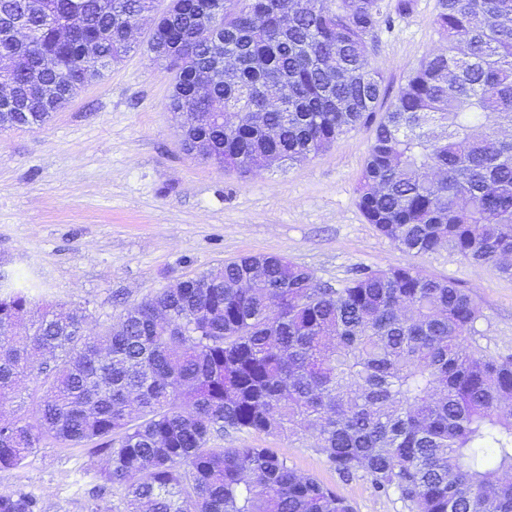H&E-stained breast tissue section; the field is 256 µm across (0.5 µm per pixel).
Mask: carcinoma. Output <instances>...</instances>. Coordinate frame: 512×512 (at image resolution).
I'll use <instances>...</instances> for the list:
<instances>
[{
	"label": "carcinoma",
	"mask_w": 512,
	"mask_h": 512,
	"mask_svg": "<svg viewBox=\"0 0 512 512\" xmlns=\"http://www.w3.org/2000/svg\"><path fill=\"white\" fill-rule=\"evenodd\" d=\"M182 0L148 51L170 74L166 108L187 154L240 173L302 162L371 131L358 186L367 223L395 247H448L512 278V0H440L444 46L383 113L371 67L383 0ZM155 0H0V57L15 97L0 131L37 129L132 50L127 24ZM265 16L256 28L251 16ZM33 35L19 41L12 19ZM223 32L203 42L201 28ZM231 53L234 83L200 95L197 73ZM44 83L30 92V73ZM292 96L252 120L279 85ZM236 111L230 127L215 113ZM196 113L192 123L182 112ZM35 285L0 259V401L33 356L34 420L0 419V473L44 441L95 443L87 512H352L271 448H216L228 432L305 433L339 477L362 473L410 512H512V355L467 341L480 312L467 289L413 268L358 267L334 288L285 257L249 254L177 280L95 336L84 315L36 305ZM31 330L19 336L24 320ZM0 512H44L19 491Z\"/></svg>",
	"instance_id": "carcinoma-1"
}]
</instances>
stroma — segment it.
Masks as SVG:
<instances>
[{
    "instance_id": "35a3bbf8",
    "label": "stroma",
    "mask_w": 512,
    "mask_h": 512,
    "mask_svg": "<svg viewBox=\"0 0 512 512\" xmlns=\"http://www.w3.org/2000/svg\"><path fill=\"white\" fill-rule=\"evenodd\" d=\"M384 3L388 20L371 56L389 91L381 112L443 44L434 26L438 0H412L401 15L397 0ZM150 32L143 24L134 50L43 128L0 132V256L35 284L39 299L86 309V331L95 334L119 311L114 294L137 302L248 254L286 257L332 286L357 266H410L468 288L480 310L474 341L490 354H512V279L445 247L401 251L365 221L357 189L367 132L342 136L308 161L245 176L192 158L165 108L169 75L150 60ZM220 445L284 453L354 512H410L365 476L341 480L311 436L238 432ZM92 462L85 445H40L0 478V494L22 490L41 498L45 512H86Z\"/></svg>"
}]
</instances>
